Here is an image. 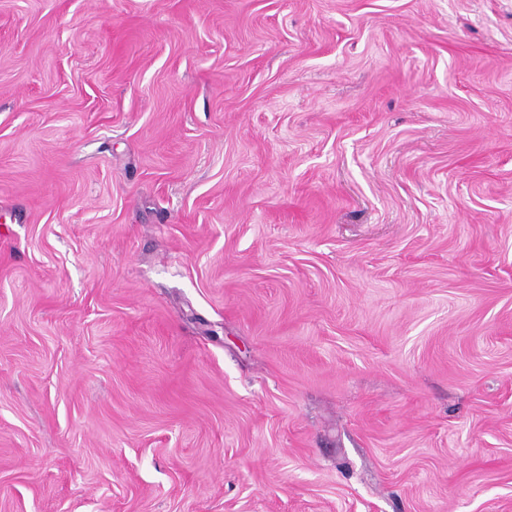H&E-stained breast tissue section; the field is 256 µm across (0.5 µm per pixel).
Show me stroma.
Returning <instances> with one entry per match:
<instances>
[{"instance_id":"35a3bbf8","label":"stroma","mask_w":512,"mask_h":512,"mask_svg":"<svg viewBox=\"0 0 512 512\" xmlns=\"http://www.w3.org/2000/svg\"><path fill=\"white\" fill-rule=\"evenodd\" d=\"M0 512H512V0H0Z\"/></svg>"}]
</instances>
